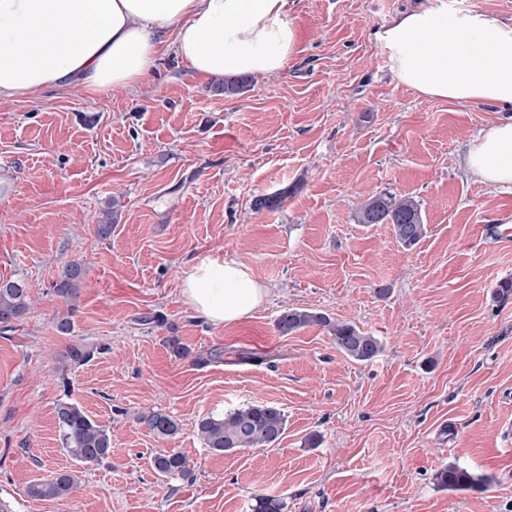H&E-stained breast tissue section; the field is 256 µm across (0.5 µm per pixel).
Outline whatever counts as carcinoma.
I'll return each instance as SVG.
<instances>
[{"mask_svg":"<svg viewBox=\"0 0 512 512\" xmlns=\"http://www.w3.org/2000/svg\"><path fill=\"white\" fill-rule=\"evenodd\" d=\"M249 78L225 81L216 91L226 95L241 94L249 87ZM360 224H388L395 240L405 249L416 247L427 234L421 204L411 196H397L381 191L366 200L356 215ZM84 277L82 265L76 261L67 264L53 286L56 295L67 302L78 297ZM30 308L28 289L20 281H0V327L8 329L27 314ZM323 327L336 349L347 358L368 363L379 356L383 345L380 339L362 331L357 325L333 321L324 313L303 308H286L275 321L276 331L291 335L308 326ZM93 356V351L82 345H71L64 358L72 364H81ZM55 418L63 447L72 459L95 464L109 457L112 441L105 426L94 420L80 406L70 400H60L55 407ZM158 437L165 439L178 432L177 422L162 410H148L137 417ZM286 429V416L276 406L267 403L247 405L225 413L209 414L197 423V434L205 448L213 455H222L239 448H270L279 443ZM155 470L166 477L192 480L194 470L187 457L179 451L157 454L152 460ZM436 480L450 489L476 488L487 478L474 474L455 464L436 473ZM76 486L74 474L63 471L53 478L38 480L27 487V495L34 498L56 499L70 495ZM253 512H283V499L260 494L254 497Z\"/></svg>","mask_w":512,"mask_h":512,"instance_id":"obj_1","label":"carcinoma"}]
</instances>
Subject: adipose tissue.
<instances>
[{
    "label": "adipose tissue",
    "mask_w": 512,
    "mask_h": 512,
    "mask_svg": "<svg viewBox=\"0 0 512 512\" xmlns=\"http://www.w3.org/2000/svg\"><path fill=\"white\" fill-rule=\"evenodd\" d=\"M399 82L431 98L512 107V24L457 0H419L378 29ZM172 41L198 76H270L293 59L300 28L291 0H0V98L49 89H129ZM467 169L512 185V116L472 144ZM268 290L244 264L196 262L181 297L215 325L249 318Z\"/></svg>",
    "instance_id": "1"
}]
</instances>
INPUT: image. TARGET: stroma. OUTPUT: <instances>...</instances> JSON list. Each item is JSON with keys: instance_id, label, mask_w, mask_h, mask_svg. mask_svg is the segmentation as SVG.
Here are the masks:
<instances>
[{"instance_id": "35a3bbf8", "label": "stroma", "mask_w": 512, "mask_h": 512, "mask_svg": "<svg viewBox=\"0 0 512 512\" xmlns=\"http://www.w3.org/2000/svg\"><path fill=\"white\" fill-rule=\"evenodd\" d=\"M413 3L294 0L298 54L237 96L168 46L133 91L0 99V280L24 279L31 301L0 332L11 512H251L258 494L286 512H512V296L497 294L512 278V185L462 164L501 112L397 81L372 33ZM383 190L420 201L428 232L413 249L389 225L357 223ZM278 194L277 208L254 209ZM216 253L269 289L231 325L180 298L192 264ZM73 260L85 274L72 311L53 285ZM292 307L354 323L383 351L359 364L322 327L279 335ZM171 336L191 357L170 352ZM73 344L94 357L64 365ZM66 396L109 429L103 462L64 450L54 410ZM253 403L284 411L278 445L208 453L197 421ZM152 408L176 419L175 437L137 422ZM173 448L194 482L154 470ZM451 463L487 484L438 485ZM59 470L74 471L72 495L27 497Z\"/></svg>"}]
</instances>
